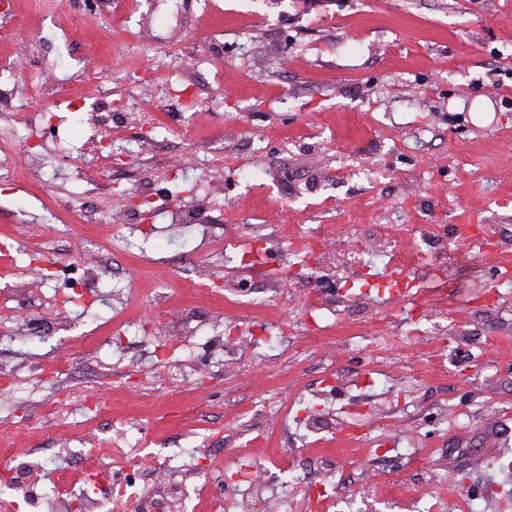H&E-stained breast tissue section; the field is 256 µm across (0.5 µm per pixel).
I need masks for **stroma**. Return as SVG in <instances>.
<instances>
[{
  "mask_svg": "<svg viewBox=\"0 0 512 512\" xmlns=\"http://www.w3.org/2000/svg\"><path fill=\"white\" fill-rule=\"evenodd\" d=\"M0 147L24 179L0 189V463L13 512H63L101 462L115 479L205 512L219 469L279 449L280 412L323 372L382 360L421 410L384 399L352 415L362 438H299L279 475L314 460L346 480L340 512H427L447 492L496 512L512 462V0H0ZM58 132L32 146L33 116ZM108 141L112 148L98 151ZM153 203L131 221V195ZM186 209L191 224H174ZM246 245L279 228L265 264L208 254L196 229ZM69 225L68 235L52 228ZM487 225L494 250L456 239ZM322 233L318 268L293 255ZM362 246L366 264L347 257ZM412 292L433 286L420 328L444 364L380 353L365 321L401 332L402 302L352 289L389 261ZM95 270L80 306L56 299L60 269ZM238 339L224 349V320ZM291 324L284 351L268 322ZM247 392V412L226 410ZM395 440L422 483L364 467Z\"/></svg>",
  "mask_w": 512,
  "mask_h": 512,
  "instance_id": "stroma-1",
  "label": "stroma"
}]
</instances>
